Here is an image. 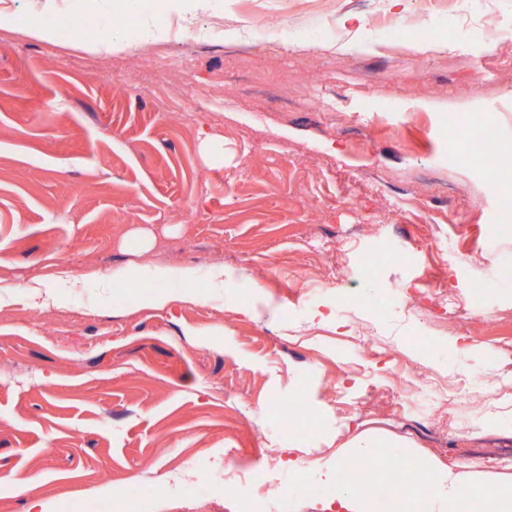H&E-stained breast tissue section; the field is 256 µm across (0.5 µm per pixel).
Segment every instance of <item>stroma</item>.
Masks as SVG:
<instances>
[{"mask_svg": "<svg viewBox=\"0 0 512 512\" xmlns=\"http://www.w3.org/2000/svg\"><path fill=\"white\" fill-rule=\"evenodd\" d=\"M112 3L0 0V512H243L182 482L230 449L324 512L296 471L364 431L512 480V419L477 425L512 410V166L470 130L512 156V0H207L155 40Z\"/></svg>", "mask_w": 512, "mask_h": 512, "instance_id": "35a3bbf8", "label": "stroma"}]
</instances>
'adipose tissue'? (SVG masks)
Returning <instances> with one entry per match:
<instances>
[{
	"label": "adipose tissue",
	"mask_w": 512,
	"mask_h": 512,
	"mask_svg": "<svg viewBox=\"0 0 512 512\" xmlns=\"http://www.w3.org/2000/svg\"><path fill=\"white\" fill-rule=\"evenodd\" d=\"M386 446L385 441L371 435L349 437L335 455L316 460L301 477L313 486L331 489L337 512H405L401 492L387 499L386 509L374 500V480H342L346 464H358L363 472H371L375 460ZM401 481L416 486L414 512H512V483L497 481L489 472L471 464H447L437 457L399 455Z\"/></svg>",
	"instance_id": "ef3b65f1"
}]
</instances>
